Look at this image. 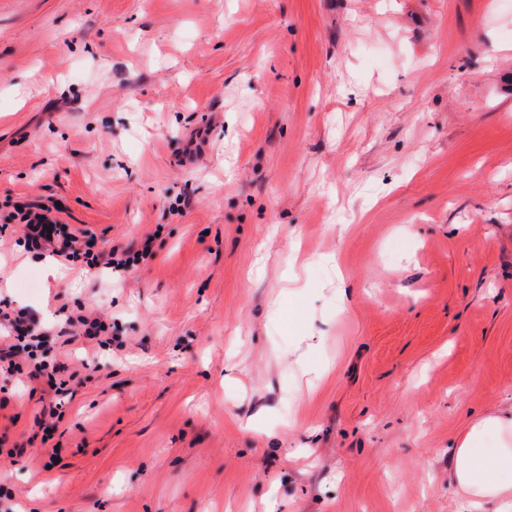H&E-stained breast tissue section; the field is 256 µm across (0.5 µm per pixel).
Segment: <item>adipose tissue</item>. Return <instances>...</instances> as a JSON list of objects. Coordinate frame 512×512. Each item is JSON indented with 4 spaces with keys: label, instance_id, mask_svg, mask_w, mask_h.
<instances>
[{
    "label": "adipose tissue",
    "instance_id": "adipose-tissue-1",
    "mask_svg": "<svg viewBox=\"0 0 512 512\" xmlns=\"http://www.w3.org/2000/svg\"><path fill=\"white\" fill-rule=\"evenodd\" d=\"M448 482L474 506L512 507V406L471 424L455 445Z\"/></svg>",
    "mask_w": 512,
    "mask_h": 512
}]
</instances>
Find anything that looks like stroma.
<instances>
[{"instance_id":"stroma-1","label":"stroma","mask_w":512,"mask_h":512,"mask_svg":"<svg viewBox=\"0 0 512 512\" xmlns=\"http://www.w3.org/2000/svg\"><path fill=\"white\" fill-rule=\"evenodd\" d=\"M47 200L153 259L45 278L10 214ZM0 305L74 390L48 461L51 394L0 375V512H469L456 440L512 405V0H0ZM66 323L70 328L69 335L72 339L85 338L92 340L101 336V333L108 331L105 321L92 313L68 316Z\"/></svg>"}]
</instances>
